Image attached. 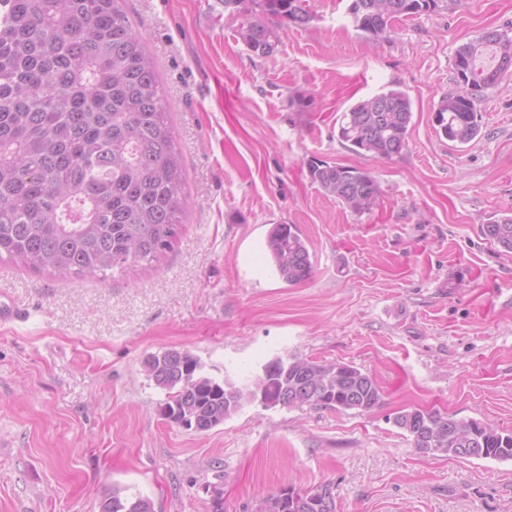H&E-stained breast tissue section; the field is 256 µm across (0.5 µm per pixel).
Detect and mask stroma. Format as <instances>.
I'll use <instances>...</instances> for the list:
<instances>
[{
  "label": "stroma",
  "mask_w": 512,
  "mask_h": 512,
  "mask_svg": "<svg viewBox=\"0 0 512 512\" xmlns=\"http://www.w3.org/2000/svg\"><path fill=\"white\" fill-rule=\"evenodd\" d=\"M278 18L258 57L222 0H125L154 59L185 168L182 228L158 262L104 277L0 263V512H100L119 485L156 512H253L288 486L330 482L338 512H512V461L419 454L394 416L437 409L512 431V252L482 226L512 214V72L488 90L481 136L438 133L459 45L512 28V0L354 30L349 0ZM413 108L407 150L384 160L338 138L342 113L388 89ZM312 161L372 172L355 213L312 183ZM294 224L314 274L291 286L267 254ZM192 351L244 385L286 354L351 364L372 411L244 404L199 433L164 419L143 359Z\"/></svg>",
  "instance_id": "1"
}]
</instances>
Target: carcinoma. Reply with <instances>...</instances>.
<instances>
[{
    "label": "carcinoma",
    "instance_id": "obj_1",
    "mask_svg": "<svg viewBox=\"0 0 512 512\" xmlns=\"http://www.w3.org/2000/svg\"><path fill=\"white\" fill-rule=\"evenodd\" d=\"M251 2L254 8L245 7ZM124 0H0V260L62 275L94 276L152 262L171 247L185 207L183 161L154 61L123 10ZM251 18L238 35L268 57L277 30L262 17L302 26L306 0H222ZM464 0H351L353 27L373 41L388 38L400 17L452 12ZM456 89L436 111L442 134L469 144L486 90L512 71V36L484 32L460 45ZM413 119L410 98L389 89L353 104L338 138L380 159L400 156ZM321 190L359 213L381 190L365 169L308 164ZM484 235L512 251V215L490 219ZM273 265L289 285L314 271L307 240L294 224L272 225L266 240ZM143 371L165 391L164 419L209 431L247 402L265 409L309 406L368 412L381 402L375 379L340 362L276 357L250 385L211 376L184 349L147 356ZM426 456L512 461V433L438 410L407 408L394 418ZM101 512H155L153 501L114 485ZM255 512H337L335 487H292L264 498Z\"/></svg>",
    "mask_w": 512,
    "mask_h": 512
}]
</instances>
